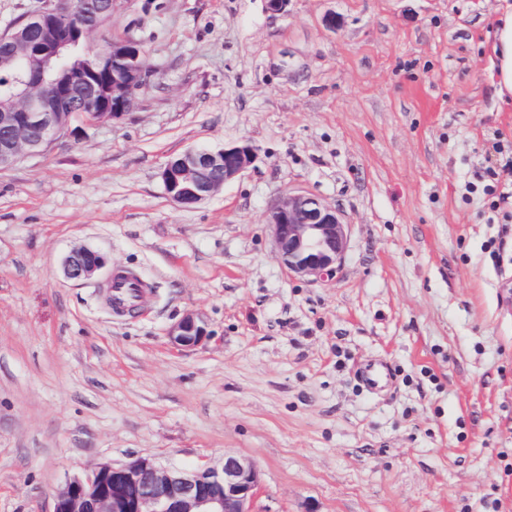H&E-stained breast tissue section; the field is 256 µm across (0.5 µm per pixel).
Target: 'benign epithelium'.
<instances>
[{
    "instance_id": "obj_1",
    "label": "benign epithelium",
    "mask_w": 512,
    "mask_h": 512,
    "mask_svg": "<svg viewBox=\"0 0 512 512\" xmlns=\"http://www.w3.org/2000/svg\"><path fill=\"white\" fill-rule=\"evenodd\" d=\"M120 0L84 5L75 0H40L31 14L0 32L9 53L0 67L20 64L21 89L0 101V169L39 155L54 142L87 127L117 121L132 112L148 79L140 42L131 35L95 48L91 37L112 20ZM81 45L101 70L104 82L74 75L64 84L45 79L44 64L71 46ZM257 158L247 141L220 149L194 147L170 159L160 172L171 201L200 205L239 178ZM276 253L289 273L312 281L333 278L347 251V221L335 206L306 193H289L267 210ZM105 256L87 247L73 249L63 261L65 278L87 282L106 266ZM169 344L191 350L209 336L208 323L188 311L168 328ZM261 485L255 464L226 453L193 471L163 467L148 456L127 462L95 464L84 477L66 482L54 497L52 512H253Z\"/></svg>"
}]
</instances>
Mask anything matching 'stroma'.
<instances>
[{
  "label": "stroma",
  "instance_id": "35a3bbf8",
  "mask_svg": "<svg viewBox=\"0 0 512 512\" xmlns=\"http://www.w3.org/2000/svg\"><path fill=\"white\" fill-rule=\"evenodd\" d=\"M499 6L120 0L94 40L140 41L137 108L0 170V512H51L100 461L227 453L261 472L256 512H512V197L482 179L512 186ZM241 140L255 163L211 199L165 195L170 157ZM293 191L346 216L330 281L274 250ZM77 246L149 283L137 317L64 278ZM190 310L212 337L174 352Z\"/></svg>",
  "mask_w": 512,
  "mask_h": 512
}]
</instances>
